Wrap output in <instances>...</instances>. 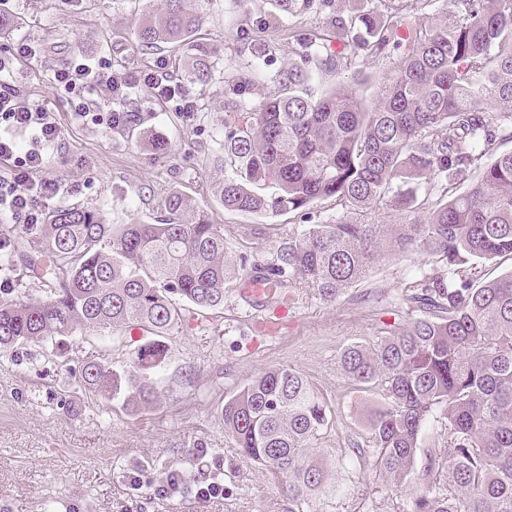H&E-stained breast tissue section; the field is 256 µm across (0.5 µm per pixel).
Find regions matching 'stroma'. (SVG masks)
<instances>
[{
    "mask_svg": "<svg viewBox=\"0 0 512 512\" xmlns=\"http://www.w3.org/2000/svg\"><path fill=\"white\" fill-rule=\"evenodd\" d=\"M160 2L5 0L15 23L0 36V60L12 65L11 84L32 103L49 107L62 131L43 172L61 192L45 208L78 206L100 212L111 224H152L176 191L211 223L223 225L231 256L271 257L302 219L296 213L269 219L224 208L217 193L224 168L215 161L224 138V74L242 69L260 43L267 48L266 73L286 69L289 42L312 22L284 15L276 0H243L238 7L232 0H213L194 39L219 54L209 83L185 86L196 103L193 117L144 88L125 103L137 117L136 134L110 128L104 113L73 112L52 77L79 53L107 72L139 74L161 65L179 80L181 46L148 49L134 38L148 4ZM20 39L40 44V56L14 60ZM397 59L396 51L386 49L341 78L374 101L380 84L395 76ZM158 139L168 142L167 154H155ZM420 264L415 256H386L333 305L309 290L292 292L288 322L271 335L255 327L271 312L269 299L245 297L242 282H234L222 307L173 330L170 357L160 372L164 395L136 414L82 393L80 381L90 361L128 370L138 334L89 332L0 353V512H288L287 496L225 437V395L268 369L289 366L337 410L318 447L337 458L350 443L366 441L364 416L379 400L354 389L338 354L350 342L375 340L381 324L406 319L391 300ZM210 481L223 483V495L198 499L197 485ZM370 488L377 491L376 512H405L408 488L368 472L351 474L347 490L320 497L314 507L364 512L361 494Z\"/></svg>",
    "mask_w": 512,
    "mask_h": 512,
    "instance_id": "35a3bbf8",
    "label": "stroma"
}]
</instances>
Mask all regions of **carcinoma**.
<instances>
[{
  "label": "carcinoma",
  "mask_w": 512,
  "mask_h": 512,
  "mask_svg": "<svg viewBox=\"0 0 512 512\" xmlns=\"http://www.w3.org/2000/svg\"><path fill=\"white\" fill-rule=\"evenodd\" d=\"M163 0L138 28L141 45L193 46L210 0ZM335 0H277L291 16L314 8L324 35L296 39L297 60L273 77L259 65L241 72L224 100V209L268 218L319 200L336 203V220L303 224L261 263L228 258L224 226L210 223L180 194L165 201L155 224L113 225L99 213L67 207L28 224L26 243L43 272L46 296L0 294V351L50 343L87 330L146 337L133 371L87 363L83 388L122 399L133 413L161 397L159 372L168 337L191 307L224 305L226 288L250 279L266 298L309 288L334 304L385 255L416 253L419 272L398 295L417 313L385 328L373 344L338 356L345 378L384 397L370 412L369 440L330 461L314 448L332 410L291 367L269 369L225 398L224 433L238 454L264 469L288 495V512H312L334 493L342 473L369 470L411 486L407 512H512V271L489 280L482 267L512 257V0H377L381 9L332 8ZM400 51L396 76L365 105L341 74L387 46ZM210 51L188 57L184 77H212ZM277 91L258 104L248 91ZM476 177L463 191L464 174ZM385 210L395 224H371ZM16 238L0 236V270L17 271ZM444 449L427 450L429 427Z\"/></svg>",
  "instance_id": "cac0c4a2"
}]
</instances>
